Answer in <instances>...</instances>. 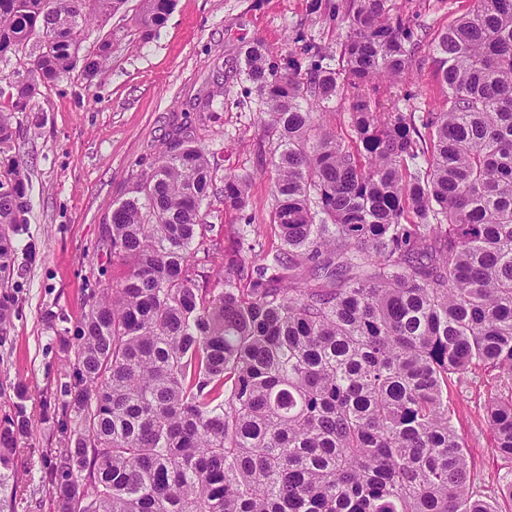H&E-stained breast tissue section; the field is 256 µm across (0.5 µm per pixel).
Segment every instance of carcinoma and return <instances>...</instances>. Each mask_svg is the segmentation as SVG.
Here are the masks:
<instances>
[{
  "label": "carcinoma",
  "instance_id": "carcinoma-1",
  "mask_svg": "<svg viewBox=\"0 0 512 512\" xmlns=\"http://www.w3.org/2000/svg\"><path fill=\"white\" fill-rule=\"evenodd\" d=\"M124 0H0V58L29 70L0 86V275L27 223L18 119L79 69L107 64L92 20ZM175 0H141L146 30ZM339 54L302 71L256 41L244 76L262 105L269 228L233 229L224 272L203 203L247 207L250 177H220L194 138L175 140L105 229L123 280L92 297L73 381L53 411L55 512H502L469 467L448 379L512 382V0H472L428 48L447 87L421 116L402 92L421 40L392 0H342ZM348 104V139L319 119ZM421 125H416V122ZM427 130L422 134L420 129ZM18 394L0 420V509L31 429ZM486 415L512 464V385Z\"/></svg>",
  "mask_w": 512,
  "mask_h": 512
}]
</instances>
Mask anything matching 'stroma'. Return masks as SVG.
Wrapping results in <instances>:
<instances>
[{
    "label": "stroma",
    "mask_w": 512,
    "mask_h": 512,
    "mask_svg": "<svg viewBox=\"0 0 512 512\" xmlns=\"http://www.w3.org/2000/svg\"><path fill=\"white\" fill-rule=\"evenodd\" d=\"M338 0H176L165 25L145 33L140 0H126L103 24L112 34V57L90 81L72 73L50 91L41 112L24 120L12 151L26 162L31 211L15 237L16 262L0 295L13 311L0 342V418L13 410L17 386L27 391L30 436L16 455L19 482L5 512H54L46 475L64 435L50 415L62 401L70 370L62 349L75 339L91 296L120 281L125 266L111 261L105 239L113 209L134 195L145 172L181 132L194 133L218 172L252 176L243 214L229 213L220 198L204 202L207 234L230 246L236 224L267 227L271 181L258 163L263 129L255 94L243 80L224 79L226 61L261 40L270 58H299L310 66L304 44L338 49L346 25L329 13ZM427 38L469 12L470 0H394ZM418 76L408 91L413 112L438 108L446 89L427 51L416 56ZM224 87L223 104L199 112V96ZM499 383L477 371L449 382L452 424L486 493L497 492L507 463L495 449L484 403Z\"/></svg>",
    "instance_id": "1"
}]
</instances>
